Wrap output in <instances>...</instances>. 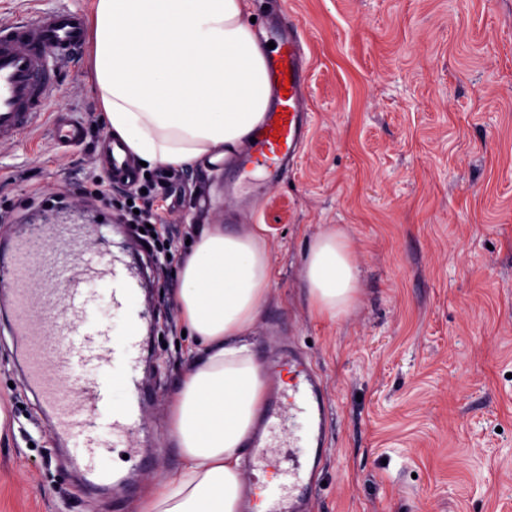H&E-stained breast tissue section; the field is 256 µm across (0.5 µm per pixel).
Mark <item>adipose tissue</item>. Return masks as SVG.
<instances>
[{"label": "adipose tissue", "mask_w": 512, "mask_h": 512, "mask_svg": "<svg viewBox=\"0 0 512 512\" xmlns=\"http://www.w3.org/2000/svg\"><path fill=\"white\" fill-rule=\"evenodd\" d=\"M95 90L106 128L148 167L232 161L255 137L272 93L248 0H95ZM262 225H203L179 274L175 303L197 345L171 404L182 471L150 489L137 512H239L266 378L247 341L270 292ZM310 305L336 319L356 301L355 257L343 229L311 243Z\"/></svg>", "instance_id": "adipose-tissue-1"}]
</instances>
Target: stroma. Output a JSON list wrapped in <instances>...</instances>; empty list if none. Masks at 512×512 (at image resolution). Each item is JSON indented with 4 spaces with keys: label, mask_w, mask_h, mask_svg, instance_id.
Instances as JSON below:
<instances>
[{
    "label": "stroma",
    "mask_w": 512,
    "mask_h": 512,
    "mask_svg": "<svg viewBox=\"0 0 512 512\" xmlns=\"http://www.w3.org/2000/svg\"><path fill=\"white\" fill-rule=\"evenodd\" d=\"M94 0H0V26ZM309 48L311 136L297 163L179 170L159 211L178 247L202 224L264 225L270 293L251 336L267 378L308 357L328 411L313 512H512V0H284ZM93 50L57 64L48 109L84 120L60 151L47 126L0 145V241L34 220L108 223L109 247L150 268L148 427L124 482L88 485L51 429L20 362L15 314L0 309V512H130L148 481L182 465L167 431L190 338L172 302L179 259L157 270L110 205L98 144ZM236 182L251 206L216 208ZM348 235L359 294L340 319L317 315L304 256L327 227Z\"/></svg>",
    "instance_id": "35a3bbf8"
}]
</instances>
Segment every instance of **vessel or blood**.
I'll use <instances>...</instances> for the list:
<instances>
[{
  "mask_svg": "<svg viewBox=\"0 0 512 512\" xmlns=\"http://www.w3.org/2000/svg\"><path fill=\"white\" fill-rule=\"evenodd\" d=\"M85 41L83 15L65 8L0 30V144L18 140L40 123L56 91L52 61L69 59ZM268 65L271 82H283L285 88L276 91L243 158L250 166L267 167L274 178L299 156L307 140L308 110L302 90L308 62L297 28L281 35ZM51 133L63 148L79 146L85 139L84 125L64 115L56 116ZM100 145L113 182L133 185L134 169L122 144L105 136ZM11 239L13 262L0 269V288L18 294L21 306L47 316L43 323L21 318L15 325L29 379L54 412L55 431L74 437L75 462L94 480H107L117 442L134 438L143 424L144 377L135 351L144 318L138 298L140 274L120 256L99 252L84 225L22 223ZM30 278L37 280V288H25ZM103 298L119 324L97 318ZM290 362L307 388L286 402L279 389H272L253 446L260 462L287 453L292 463L287 476L294 481L301 466L311 463L313 449L321 445L325 404L307 360L294 355ZM63 377L71 382L65 395L58 386ZM116 391L122 396L117 408L112 405Z\"/></svg>",
  "mask_w": 512,
  "mask_h": 512,
  "instance_id": "b4317fda",
  "label": "vessel or blood"
}]
</instances>
